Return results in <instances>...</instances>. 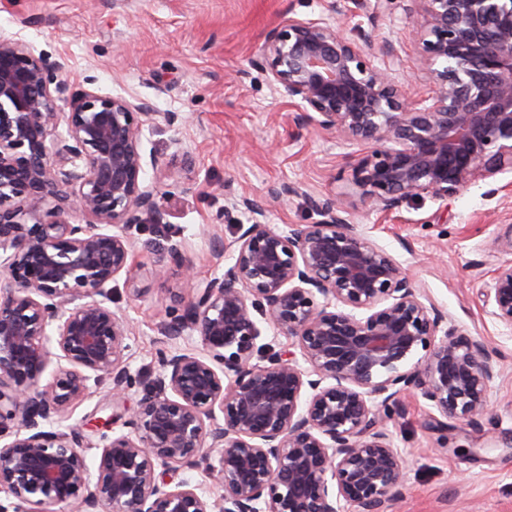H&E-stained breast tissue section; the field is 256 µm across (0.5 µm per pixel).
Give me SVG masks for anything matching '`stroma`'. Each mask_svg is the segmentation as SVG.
<instances>
[{
    "label": "stroma",
    "instance_id": "obj_1",
    "mask_svg": "<svg viewBox=\"0 0 512 512\" xmlns=\"http://www.w3.org/2000/svg\"><path fill=\"white\" fill-rule=\"evenodd\" d=\"M330 0H0V31L19 34L35 52L66 57L72 90L120 94L153 112L142 140L163 175L161 225L132 230L143 268L135 286L112 284L111 307L133 328L128 360L148 382L157 370L156 326L180 307L179 270L152 273V257L185 242L198 277L222 275L209 230L231 239L249 215L228 195L264 196L270 187L302 184L343 200L356 222L390 252L428 296L467 334L499 354L501 376L481 425L441 418L420 395H405L387 428L408 459L401 500L390 512H512V330L489 316L484 291L512 261L496 238L512 224V171L477 180L447 204L414 199L385 215L361 202L352 184L363 146L338 143L291 120L256 66L266 33L285 17L324 15ZM402 0L361 8L341 24L347 36L372 30L373 52L391 43L408 73L419 71ZM183 116L182 148L170 143L165 117Z\"/></svg>",
    "mask_w": 512,
    "mask_h": 512
}]
</instances>
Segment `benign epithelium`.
Here are the masks:
<instances>
[{
    "instance_id": "obj_1",
    "label": "benign epithelium",
    "mask_w": 512,
    "mask_h": 512,
    "mask_svg": "<svg viewBox=\"0 0 512 512\" xmlns=\"http://www.w3.org/2000/svg\"><path fill=\"white\" fill-rule=\"evenodd\" d=\"M351 3L283 19L256 65L294 122L365 147L352 173L362 202L383 213L443 203L511 171L512 0H406L428 84L415 99L393 46L378 58L372 34L351 39L335 21ZM65 67L0 33V491L14 499L0 512H389L407 479L386 428L401 397L475 424L496 354L342 201L288 185L264 202L229 198L249 223L230 242L212 234L213 259H230L222 275L198 278L182 242L152 259L158 276L183 269L185 301L160 326L159 370L140 385L132 328L109 303L112 282L140 269L127 230L163 219L161 180L144 178L158 162L141 149L153 113L72 91ZM288 195L321 220L274 229L269 206ZM486 305L512 327V262L495 270ZM264 325L292 348L261 342ZM106 381L112 420L91 435L48 428ZM184 470L222 493L175 480Z\"/></svg>"
}]
</instances>
